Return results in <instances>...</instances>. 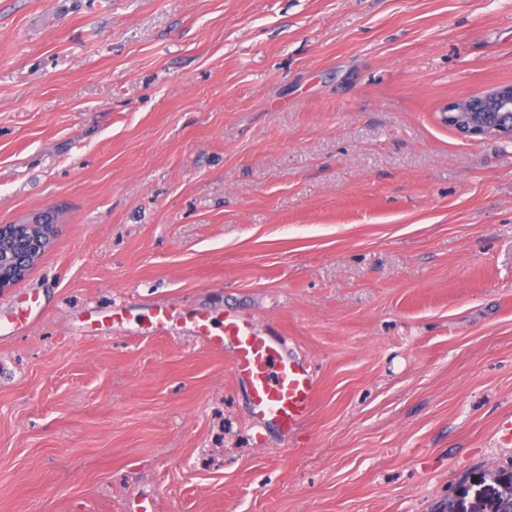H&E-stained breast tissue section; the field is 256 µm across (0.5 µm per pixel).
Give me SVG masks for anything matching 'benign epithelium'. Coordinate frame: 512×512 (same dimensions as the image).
Wrapping results in <instances>:
<instances>
[{
    "instance_id": "1",
    "label": "benign epithelium",
    "mask_w": 512,
    "mask_h": 512,
    "mask_svg": "<svg viewBox=\"0 0 512 512\" xmlns=\"http://www.w3.org/2000/svg\"><path fill=\"white\" fill-rule=\"evenodd\" d=\"M484 98V103L471 96L448 103L443 111V121L464 138L495 135L512 139V124L504 128L501 121L494 119L497 113L512 115V84L493 87ZM55 228L49 214L31 224L0 225V239L24 241L23 248L18 251L12 248L4 253L0 251V265L4 267L0 273V292L25 278L32 258L50 246Z\"/></svg>"
}]
</instances>
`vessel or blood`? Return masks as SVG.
Instances as JSON below:
<instances>
[{
  "label": "vessel or blood",
  "mask_w": 512,
  "mask_h": 512,
  "mask_svg": "<svg viewBox=\"0 0 512 512\" xmlns=\"http://www.w3.org/2000/svg\"><path fill=\"white\" fill-rule=\"evenodd\" d=\"M194 329L205 345L231 348L235 377L250 394L256 420L291 438L313 406L316 378L310 364L291 352L284 339L272 337L246 318L225 319L220 336L212 335L203 319Z\"/></svg>",
  "instance_id": "obj_1"
}]
</instances>
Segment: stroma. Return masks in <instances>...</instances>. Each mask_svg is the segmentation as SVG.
Segmentation results:
<instances>
[{
  "label": "stroma",
  "instance_id": "35a3bbf8",
  "mask_svg": "<svg viewBox=\"0 0 512 512\" xmlns=\"http://www.w3.org/2000/svg\"><path fill=\"white\" fill-rule=\"evenodd\" d=\"M510 83L512 0H0V225L57 224L0 292V512H495L512 140L442 109ZM201 315L311 364L291 441Z\"/></svg>",
  "mask_w": 512,
  "mask_h": 512
}]
</instances>
